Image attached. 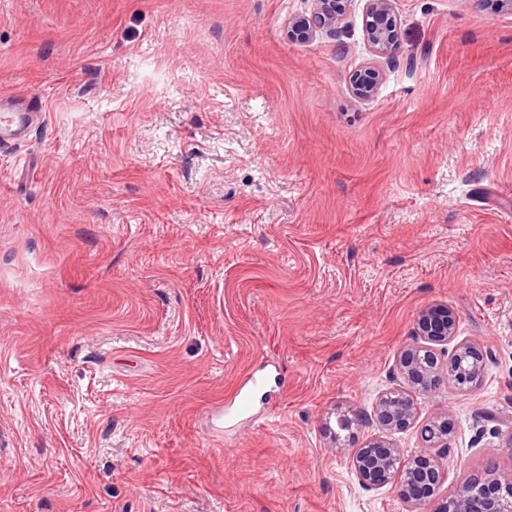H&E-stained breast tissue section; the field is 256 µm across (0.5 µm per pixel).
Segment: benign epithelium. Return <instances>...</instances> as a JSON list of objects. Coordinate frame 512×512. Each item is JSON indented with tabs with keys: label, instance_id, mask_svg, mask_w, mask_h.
Here are the masks:
<instances>
[{
	"label": "benign epithelium",
	"instance_id": "1",
	"mask_svg": "<svg viewBox=\"0 0 512 512\" xmlns=\"http://www.w3.org/2000/svg\"><path fill=\"white\" fill-rule=\"evenodd\" d=\"M351 0H313L306 16L289 22L290 39L305 42L323 30L334 31L347 14ZM364 36L373 55L390 58L396 49L398 31L392 15V0H367ZM380 71L369 65L353 80L357 97H371L379 84ZM456 315L447 307L428 308L420 313L412 329V342L400 353L396 371L404 386L382 393L373 412L379 425L390 431H404L419 416L416 395L432 396L443 389L466 390L467 380L478 383L485 372L487 352L477 343L456 340ZM453 348H448V344ZM367 420L362 410H351L337 416L340 426L350 429L348 440ZM451 419L440 415L421 431L428 448L448 454ZM350 464L359 484L373 489L391 486L407 503L421 505L433 502L439 495L447 472L436 456L427 452L407 454L381 437H374L360 448L349 449ZM433 512H503L501 488L486 471L463 482L449 499Z\"/></svg>",
	"mask_w": 512,
	"mask_h": 512
}]
</instances>
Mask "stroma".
<instances>
[{"label":"stroma","instance_id":"obj_1","mask_svg":"<svg viewBox=\"0 0 512 512\" xmlns=\"http://www.w3.org/2000/svg\"><path fill=\"white\" fill-rule=\"evenodd\" d=\"M365 0H0V512H409L331 413L372 410L421 311L488 353L441 495L512 481V12L394 0L376 94ZM250 419L225 421L251 371ZM352 0H313L309 15L296 17L289 22L288 36L299 42L309 41L317 32L335 31L347 14ZM380 81V71L374 65L366 66L356 74L353 80L354 93L362 99L370 98L376 91ZM12 101V97H0V145L23 137L33 120V113L11 109Z\"/></svg>","mask_w":512,"mask_h":512}]
</instances>
